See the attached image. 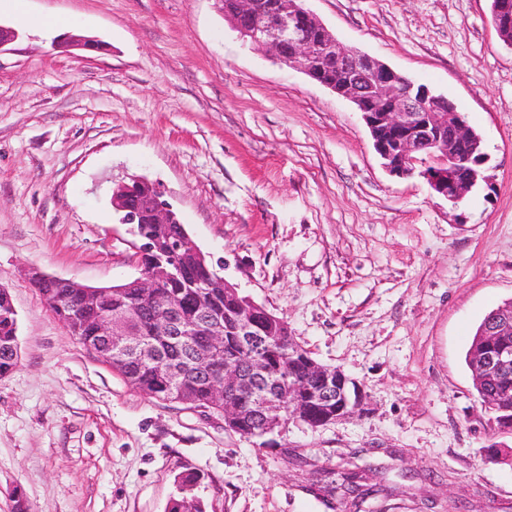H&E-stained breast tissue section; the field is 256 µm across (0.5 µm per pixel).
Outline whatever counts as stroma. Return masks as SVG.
I'll return each instance as SVG.
<instances>
[{
    "mask_svg": "<svg viewBox=\"0 0 512 512\" xmlns=\"http://www.w3.org/2000/svg\"><path fill=\"white\" fill-rule=\"evenodd\" d=\"M344 44L448 95L491 188L461 208L389 175L348 100L245 42L217 0H26L69 17L0 52V287L20 359L0 378V512H166L186 470L206 512H329L315 467L363 471L385 512H512V432L466 353L512 299V48L489 0H306ZM96 50L62 51L65 36ZM160 183L220 274L342 369L363 411L262 447L148 398L57 319L32 270L138 276L112 190ZM310 456L287 466L283 450Z\"/></svg>",
    "mask_w": 512,
    "mask_h": 512,
    "instance_id": "1",
    "label": "stroma"
}]
</instances>
